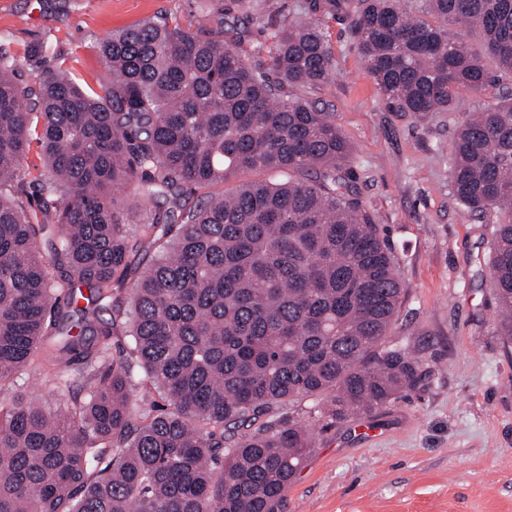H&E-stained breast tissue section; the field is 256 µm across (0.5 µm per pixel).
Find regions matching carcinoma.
Segmentation results:
<instances>
[{
  "label": "carcinoma",
  "instance_id": "1",
  "mask_svg": "<svg viewBox=\"0 0 512 512\" xmlns=\"http://www.w3.org/2000/svg\"><path fill=\"white\" fill-rule=\"evenodd\" d=\"M336 19L396 112H450L512 79V0H303L263 43V10L216 0L193 29L161 16L103 38L91 93L59 68L29 83L0 50V383L43 350L86 368L74 408L0 406V512H284L312 445L280 409L316 397L347 421L422 383V361L387 345L404 283L352 148L301 96L336 74ZM448 164L456 201L495 216L496 331L511 343V94L464 113ZM246 170L285 180L214 192ZM153 245L123 312L128 258ZM107 302L132 348L102 374ZM139 370L166 409L135 412Z\"/></svg>",
  "mask_w": 512,
  "mask_h": 512
}]
</instances>
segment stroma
Masks as SVG:
<instances>
[{
    "mask_svg": "<svg viewBox=\"0 0 512 512\" xmlns=\"http://www.w3.org/2000/svg\"><path fill=\"white\" fill-rule=\"evenodd\" d=\"M211 0H0V47L42 49L48 65L86 89L103 72L98 43L112 31L166 15L189 25ZM331 84L307 99L334 112L352 146L357 193L397 256L406 288L389 342L423 363L422 384L355 421L316 416L315 399L287 406L309 425L313 448L288 490L286 512H512V343L498 336L488 274L492 216L467 212L449 188L448 150L463 113L512 89L464 96L459 109L414 115L388 107L346 24L330 22ZM81 363L42 357L0 383V404L47 407L81 400Z\"/></svg>",
    "mask_w": 512,
    "mask_h": 512,
    "instance_id": "35a3bbf8",
    "label": "stroma"
}]
</instances>
